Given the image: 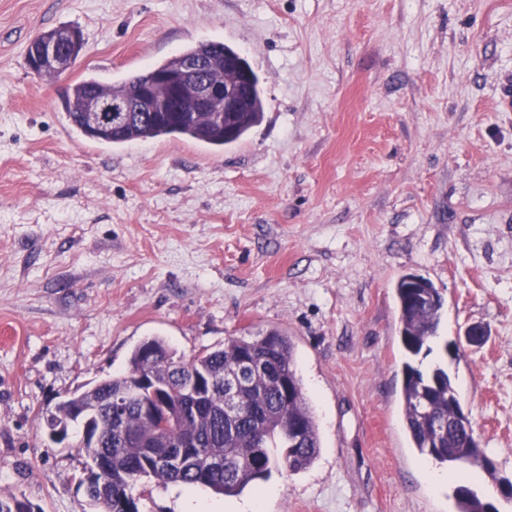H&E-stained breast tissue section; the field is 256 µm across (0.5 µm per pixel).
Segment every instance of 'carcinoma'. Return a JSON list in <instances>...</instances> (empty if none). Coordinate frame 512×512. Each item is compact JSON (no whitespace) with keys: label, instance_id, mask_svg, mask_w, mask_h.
<instances>
[{"label":"carcinoma","instance_id":"carcinoma-1","mask_svg":"<svg viewBox=\"0 0 512 512\" xmlns=\"http://www.w3.org/2000/svg\"><path fill=\"white\" fill-rule=\"evenodd\" d=\"M203 56L211 63L210 79L234 82V69L224 62L231 59L235 69L252 73L250 101L241 112H181L166 117L155 112H134L132 120L113 127L107 123L92 126L87 108L100 99L132 101L152 74L179 65L188 57ZM62 109L71 129L99 144L112 147L129 142H146L165 137H180L213 150H222L241 140L264 117V98L260 80L245 55L230 45L221 48L201 43L166 59L148 71L117 83L95 77L84 78L69 85L61 99ZM399 309L400 345L405 353L402 374V405L406 427L414 448L432 457L441 465L479 466L500 481L491 459L481 466L477 460L485 456L463 423L462 405L448 369L438 365L425 374L413 364L428 342L435 336L444 307V297L427 277L417 273L401 275L395 285ZM157 355L155 372L172 387L181 388L196 378L203 388L196 395L182 394L162 399L152 394V385L141 388L138 399L128 403L119 415L123 435L111 433L110 401L128 390L127 374L100 380L83 391H75L76 399L62 400L54 416L68 420L75 405L92 407L87 432L101 435L95 452L112 456V468L90 483L88 496L96 512H118L116 497L132 499L129 489L142 480L161 484L179 483L202 486L216 494L237 495L246 488L270 477L280 467L296 473L307 469L318 457L320 440L315 421L294 369V349L290 337L278 329L258 336L230 337L224 347L205 350L188 358L177 354L163 339L149 338L137 345L128 361V374L136 372L142 360L143 347ZM250 358L265 364L261 373L241 367ZM242 378V400L239 414L229 421L224 414V378ZM293 382L295 395L286 400L280 378ZM165 404L177 420L179 429L194 436L196 445L178 448L169 445L165 435L143 412L146 404ZM280 447L282 457L274 459L269 449ZM184 454L181 470L171 472L158 464L169 454ZM456 512H498L497 507L480 498L467 486L453 491ZM0 512H41L25 498H0Z\"/></svg>","mask_w":512,"mask_h":512}]
</instances>
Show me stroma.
<instances>
[{
  "mask_svg": "<svg viewBox=\"0 0 512 512\" xmlns=\"http://www.w3.org/2000/svg\"><path fill=\"white\" fill-rule=\"evenodd\" d=\"M61 25L85 47L33 74ZM219 37L262 80L265 114L215 152L178 137L107 148L61 92L119 81ZM445 298L433 351L486 454L512 476V0H0V497L94 512L86 457L44 416L123 374L159 336L189 355L290 336L320 453L306 470L196 497L222 512H454L412 448L397 278ZM479 323L488 339L444 350ZM178 512L179 485L133 486ZM68 28L71 27L69 25L62 26L47 32H43L41 35L42 37L53 35L55 32H60ZM36 39L29 45L26 52V62L33 55V57L27 63L31 72L36 74L39 71L57 70L60 72V76H62L67 73L71 67H73L72 64H74L77 60L74 59L75 51H72L68 54L67 51L62 48V45L57 38L51 39L43 37L42 39H38L37 49L33 52V49L36 48Z\"/></svg>",
  "mask_w": 512,
  "mask_h": 512,
  "instance_id": "1",
  "label": "stroma"
}]
</instances>
